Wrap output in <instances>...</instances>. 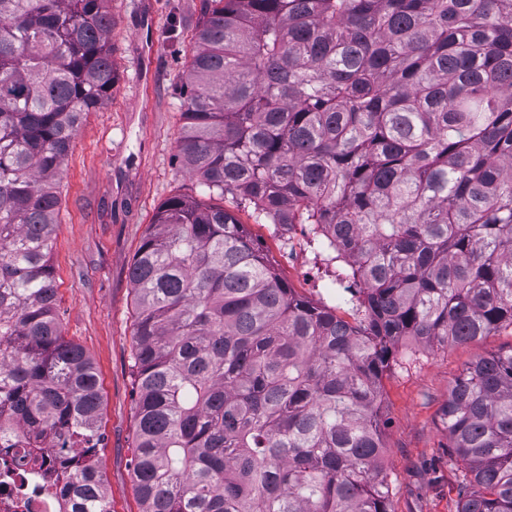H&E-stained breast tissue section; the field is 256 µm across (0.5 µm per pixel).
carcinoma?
Returning <instances> with one entry per match:
<instances>
[{
    "label": "carcinoma",
    "instance_id": "1",
    "mask_svg": "<svg viewBox=\"0 0 512 512\" xmlns=\"http://www.w3.org/2000/svg\"><path fill=\"white\" fill-rule=\"evenodd\" d=\"M108 0H0V448L83 452L112 512L101 396L62 336L58 178L112 94ZM178 157L257 224H315L353 321L300 297L222 205L173 197L131 267L144 512H392L381 379L402 341L512 326V0H203ZM457 512H512V350L444 408Z\"/></svg>",
    "mask_w": 512,
    "mask_h": 512
}]
</instances>
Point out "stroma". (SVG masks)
<instances>
[{
  "mask_svg": "<svg viewBox=\"0 0 512 512\" xmlns=\"http://www.w3.org/2000/svg\"><path fill=\"white\" fill-rule=\"evenodd\" d=\"M203 0H110V45L118 74L111 99L87 113L57 186L50 254L65 340L93 362L104 435L97 457L112 512H142L130 465L136 436L132 376L135 303L129 270L158 207L192 196L196 180L177 158L181 89L202 20ZM154 81H143L147 71ZM224 207L261 247L279 276L314 293L281 255L271 225L225 197ZM512 350V327L434 349L403 341L381 381V416L392 512H456L462 472L448 458L443 409L470 363Z\"/></svg>",
  "mask_w": 512,
  "mask_h": 512,
  "instance_id": "35a3bbf8",
  "label": "stroma"
}]
</instances>
